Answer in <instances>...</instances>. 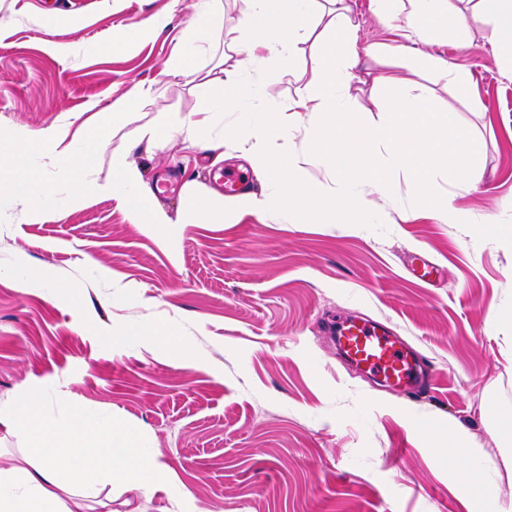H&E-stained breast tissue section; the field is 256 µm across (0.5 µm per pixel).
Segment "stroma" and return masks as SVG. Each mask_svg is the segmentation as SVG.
<instances>
[{"label": "stroma", "mask_w": 512, "mask_h": 512, "mask_svg": "<svg viewBox=\"0 0 512 512\" xmlns=\"http://www.w3.org/2000/svg\"><path fill=\"white\" fill-rule=\"evenodd\" d=\"M206 0H0V130L37 131L104 109L137 81L155 95L116 130L97 157L129 151L149 187L166 174L210 188L208 152L179 141L146 149L138 127L177 123L203 90L168 71L187 21ZM164 18L162 31L145 28ZM141 26L123 50L100 43ZM476 16L466 45L438 26L427 50L469 68L458 97L427 71L415 79L437 106L457 112L482 143L480 192L460 207L494 216L512 207V78ZM69 43L70 57L49 49ZM319 49L299 43L291 59L265 64L261 95L287 105L303 89ZM405 75L394 59L363 57L353 93L364 118L372 74ZM22 185L0 191V401L60 393L105 418L119 414L175 473L139 501L172 512L190 494L199 512H487L466 491L452 459L464 428L492 460L495 493L512 497V442L496 432L512 413V250L469 224L435 223L403 185L389 219L343 232L336 224L238 212L224 224L143 233L108 196L57 204L31 221ZM435 266L425 280L416 258ZM28 270L20 284L14 271ZM380 322L403 336L433 379L406 392L340 360L338 318ZM173 325L197 368L152 346L151 323Z\"/></svg>", "instance_id": "stroma-1"}]
</instances>
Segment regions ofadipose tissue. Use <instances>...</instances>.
Returning a JSON list of instances; mask_svg holds the SVG:
<instances>
[{
    "instance_id": "obj_1",
    "label": "adipose tissue",
    "mask_w": 512,
    "mask_h": 512,
    "mask_svg": "<svg viewBox=\"0 0 512 512\" xmlns=\"http://www.w3.org/2000/svg\"><path fill=\"white\" fill-rule=\"evenodd\" d=\"M239 22L248 33L245 56L225 67L187 120L176 125H148L140 137L156 145L185 136L209 151L214 162L235 144L244 153L267 190L227 198L200 191L196 183L183 190L181 223L210 217L217 224L240 210L281 216L287 197L304 198L303 219L312 224H338L345 230L374 215L382 203L396 199L402 182L415 186L428 202L429 216L439 224H471L478 234L512 249V214L475 216L458 208L453 194H437V179L457 170L467 190H479L483 170L477 163L480 142L459 123L457 115L415 92L411 80L379 74L375 85H393L398 94L379 103L383 121L367 123L353 106V72L361 62L359 26L348 7L327 17L323 0H249ZM374 13L399 37L386 52L401 60H421L435 77L459 95L472 86L469 70L447 60L421 54L436 23H445L459 39L470 34V19L485 15L493 25V50L512 59V0H372ZM216 6L195 14L175 45L168 67L187 82L203 71L210 34L223 26ZM321 38L303 91L288 106L257 100L263 83L262 63L292 56L299 42L312 34ZM154 94L138 82L107 108L94 112L80 127L71 122L39 132L17 127L0 132V190L16 178L14 161L27 159L26 209L46 215L57 198L78 203L90 196L112 197L133 223L150 230L172 219L147 187L143 172L127 155L112 157V177L99 182L95 159L112 131L126 126L142 103ZM235 115L225 123V115ZM307 163L323 166L325 177L307 192L300 173ZM46 398L23 395L0 404V425L22 445L20 456L0 454V512H112V503L130 493L150 498L172 480L170 468L144 436L116 419L66 408L55 422L45 416Z\"/></svg>"
}]
</instances>
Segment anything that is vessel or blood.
<instances>
[{
    "label": "vessel or blood",
    "mask_w": 512,
    "mask_h": 512,
    "mask_svg": "<svg viewBox=\"0 0 512 512\" xmlns=\"http://www.w3.org/2000/svg\"><path fill=\"white\" fill-rule=\"evenodd\" d=\"M340 352L353 364L396 387L411 388L420 377L403 342L367 321L341 326L336 336Z\"/></svg>",
    "instance_id": "obj_1"
}]
</instances>
